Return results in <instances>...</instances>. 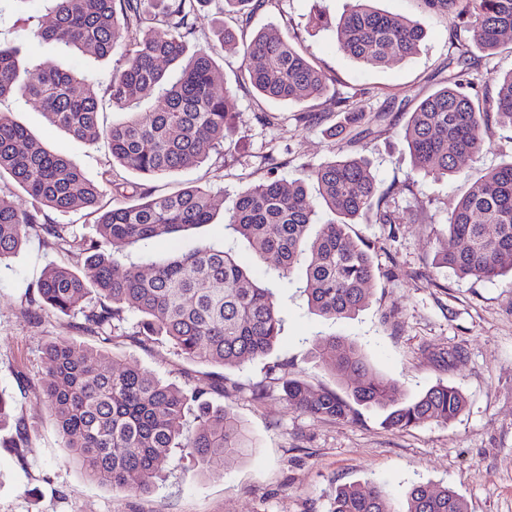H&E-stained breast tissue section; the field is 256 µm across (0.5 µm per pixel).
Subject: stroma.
I'll return each instance as SVG.
<instances>
[{"instance_id": "1", "label": "stroma", "mask_w": 512, "mask_h": 512, "mask_svg": "<svg viewBox=\"0 0 512 512\" xmlns=\"http://www.w3.org/2000/svg\"><path fill=\"white\" fill-rule=\"evenodd\" d=\"M349 3L273 0L246 27L250 34L272 28L290 39L331 88L352 97L366 113L365 124L346 128L336 138L328 128L341 117L329 101L261 98L239 82L241 58L231 50L220 65L224 85L236 97L237 114L223 153H208L197 166L162 178L113 161L106 140L88 144L47 125L36 103L16 94L0 98V113L10 114L100 186L102 204L111 203L117 183H137L158 193L199 185L214 193L212 223L130 249L120 256V267L221 242L271 288L283 319L271 353L238 368L189 361L162 338L141 344L118 335L105 343L82 331L79 315L27 311L25 297L47 265L83 267L53 241L30 237L0 265V389L12 396L13 415L31 437L26 448L0 447V512H328L336 487L370 481L382 484L397 503L414 483L429 482L455 490L469 512H512V277L460 279L433 265L445 244L437 224L454 210L469 181L512 160V130L490 125L480 151L463 162L460 173L438 180L415 173L401 131L419 101L458 72L456 21L428 13L422 0H375L378 10L419 22L427 31L418 54L376 67L341 52L333 32L307 28L314 6L339 16ZM49 6V0H0V43L19 46L22 62L96 75L100 124L123 120L109 102L115 57L95 58L31 37ZM264 112L275 114L276 124H263L259 116ZM303 112L325 119L308 124L298 119ZM380 112L385 121H376ZM339 149L369 159L378 183L400 208L394 224L376 223L369 214L351 225V235L370 245L378 273L368 285V305L354 317L333 321L309 311L302 269L275 276L273 260L259 259L245 242L225 236L224 216L240 192L265 177L266 154L276 158L278 177L291 181L331 161ZM409 177L415 180L411 189L405 186ZM413 211L424 214L425 223H411ZM332 334L356 341L399 399L409 401L436 383H449L465 396L464 410L451 424L404 430L384 428V413L377 408L362 410L353 421L294 410L282 392L283 373L336 389L313 351L316 337ZM59 338L102 350L115 365L137 366L184 390L210 387L213 405L230 408L247 426L255 444L252 455L220 476L203 473L192 458L174 457L157 485L136 495L89 482L69 462L42 395L44 347ZM257 385L266 390L260 400L252 397Z\"/></svg>"}]
</instances>
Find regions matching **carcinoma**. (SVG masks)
Segmentation results:
<instances>
[{
  "mask_svg": "<svg viewBox=\"0 0 512 512\" xmlns=\"http://www.w3.org/2000/svg\"><path fill=\"white\" fill-rule=\"evenodd\" d=\"M50 21L34 35L62 48L75 47L97 58L120 54L112 69L110 102L126 118L99 125L94 81L59 69L21 66L19 49L0 44V97L18 92L38 101L49 125L75 139L94 143L106 138L112 158L140 174L162 177L189 169L206 151L224 148L236 112L235 96L224 89L213 56L233 47L241 54L242 79L270 100L302 102L331 95L343 121L357 125L365 114L350 97L330 94L327 78L278 31L266 29L237 42L221 29L218 43L188 54L196 4L204 0H162L158 27L133 26L142 0H50ZM272 0H224L225 6L254 12ZM371 0H351L336 22L317 8L309 25L331 28L339 49L350 58L390 65L416 55L425 38L421 24L380 12ZM432 13L452 15L471 34L473 46L490 58L512 33V0H422ZM451 85L423 99L404 128L403 137L416 172L434 178L458 173L480 150L493 121L512 129V70L488 78L473 76L468 58ZM83 84L81 93L72 90ZM493 84L495 93L488 91ZM158 96L159 108H133ZM269 176L242 191L225 234L246 240L256 254L274 257L280 277L303 267V293L309 311L326 319L350 318L369 299L375 277L370 246L349 233L350 224L375 214L393 224L395 198L383 190L363 157L337 155L324 165L287 181ZM9 174L32 200L28 210L0 195V264L20 249L30 234L44 235L84 258L90 276L54 264L46 266L28 305L39 311L80 314L85 328L108 340L122 330L125 313H139L131 336L141 343L164 337L186 359L200 364L237 367L273 349L282 319L271 289L241 265L232 250L205 242L187 254L152 261L148 270L130 265L117 271V257L139 243L168 238L212 221L214 197L191 185L155 196L137 185L125 201L100 204L101 191L67 159L49 152L28 128L0 113V174ZM312 183L334 218L319 225L307 193ZM67 213L89 209L96 235L77 237L67 224L42 222L44 210ZM445 248L434 265L460 279L492 280L512 273V161L472 182L445 222ZM98 301L86 304L90 294ZM316 358L345 388V395L284 374L282 391L296 410L324 419L349 420L359 408L385 411L382 424L406 429L435 422L449 425L466 400L451 384L430 387L402 402L388 380L370 367L351 340L319 336ZM44 401L55 420L71 461L92 483L129 494L148 491L178 449L204 468L244 458L254 448L234 412L215 406L207 389L191 391L166 384L135 367L108 368L104 355L80 349L67 339L45 347ZM196 409V424L184 426ZM330 512H468L464 499L447 487L418 482L403 505H395L384 487L371 483L339 486Z\"/></svg>",
  "mask_w": 512,
  "mask_h": 512,
  "instance_id": "carcinoma-1",
  "label": "carcinoma"
}]
</instances>
